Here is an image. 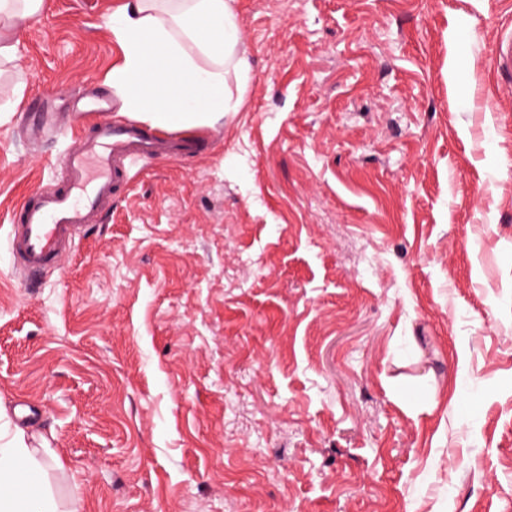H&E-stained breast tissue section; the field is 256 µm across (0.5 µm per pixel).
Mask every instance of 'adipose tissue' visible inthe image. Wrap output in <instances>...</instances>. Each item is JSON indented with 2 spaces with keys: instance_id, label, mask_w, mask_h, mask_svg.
<instances>
[{
  "instance_id": "ef3b65f1",
  "label": "adipose tissue",
  "mask_w": 512,
  "mask_h": 512,
  "mask_svg": "<svg viewBox=\"0 0 512 512\" xmlns=\"http://www.w3.org/2000/svg\"><path fill=\"white\" fill-rule=\"evenodd\" d=\"M44 0H0V57L14 58V36ZM122 61L112 70L121 110L158 127L211 126L240 111L250 79L231 0H124L112 14ZM58 460L30 446L25 432L0 437V512H82L50 486Z\"/></svg>"
}]
</instances>
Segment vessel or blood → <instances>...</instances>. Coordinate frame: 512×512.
Masks as SVG:
<instances>
[{"mask_svg":"<svg viewBox=\"0 0 512 512\" xmlns=\"http://www.w3.org/2000/svg\"><path fill=\"white\" fill-rule=\"evenodd\" d=\"M497 84L512 92V36L496 41ZM88 109L71 114L67 126L75 140L62 160L63 183L42 188L23 199L11 213V250L20 273L61 267L82 231L96 223L118 188L124 186L131 163L177 158L198 151L203 142L176 130L158 131L130 120L109 118V106L90 95Z\"/></svg>","mask_w":512,"mask_h":512,"instance_id":"b4317fda","label":"vessel or blood"}]
</instances>
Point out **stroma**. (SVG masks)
Returning <instances> with one entry per match:
<instances>
[{"instance_id":"stroma-1","label":"stroma","mask_w":512,"mask_h":512,"mask_svg":"<svg viewBox=\"0 0 512 512\" xmlns=\"http://www.w3.org/2000/svg\"><path fill=\"white\" fill-rule=\"evenodd\" d=\"M121 2L45 0L0 58V432L84 512H512V0H232L241 111L21 279L71 144L27 106L111 93ZM495 54L498 61L497 84L501 92H512V36H503L496 41Z\"/></svg>"}]
</instances>
